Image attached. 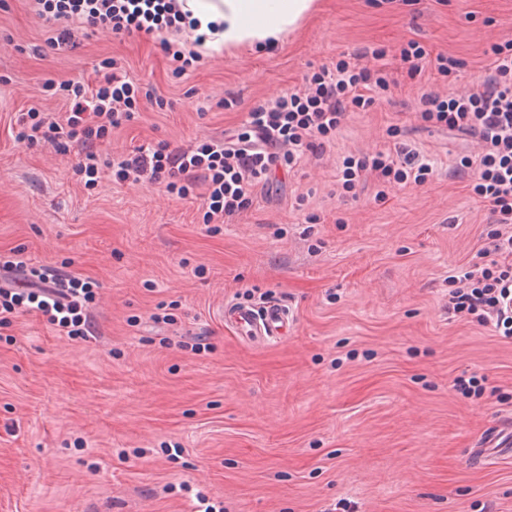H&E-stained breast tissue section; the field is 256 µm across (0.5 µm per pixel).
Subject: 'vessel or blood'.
<instances>
[{
	"label": "vessel or blood",
	"instance_id": "1",
	"mask_svg": "<svg viewBox=\"0 0 512 512\" xmlns=\"http://www.w3.org/2000/svg\"><path fill=\"white\" fill-rule=\"evenodd\" d=\"M224 320L233 325L240 335L263 341L286 338L293 325V317L288 308L275 302L260 307L227 305L224 308Z\"/></svg>",
	"mask_w": 512,
	"mask_h": 512
}]
</instances>
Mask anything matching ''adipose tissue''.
Masks as SVG:
<instances>
[{
    "mask_svg": "<svg viewBox=\"0 0 512 512\" xmlns=\"http://www.w3.org/2000/svg\"><path fill=\"white\" fill-rule=\"evenodd\" d=\"M313 7L314 0H186L184 5L205 48L217 54L275 47Z\"/></svg>",
    "mask_w": 512,
    "mask_h": 512,
    "instance_id": "adipose-tissue-1",
    "label": "adipose tissue"
}]
</instances>
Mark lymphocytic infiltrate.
Segmentation results:
<instances>
[{"mask_svg":"<svg viewBox=\"0 0 512 512\" xmlns=\"http://www.w3.org/2000/svg\"><path fill=\"white\" fill-rule=\"evenodd\" d=\"M39 17L54 20L55 45L74 42L85 28L115 36L151 34L178 29L183 15L177 0H35ZM384 50L371 52V63L344 59L306 77L303 90L285 93L253 107L235 133L186 148L160 142L140 145L129 153L101 160L100 146L113 129L133 122L140 112L141 84L125 75L105 76L91 87L65 81L64 118L23 113L19 136L28 143H48L60 153L78 150L84 157L80 173L88 185L99 179L100 167L117 181L161 185L185 199L204 185V221L220 224L245 210L257 186L269 184L279 164L294 166L305 152L323 151L335 137L349 109L368 110L389 91L391 80L382 60ZM486 74L476 92L443 98L434 90L422 93L420 119L478 138L482 150L465 160L473 175V192L488 210L491 248L478 262L448 277V311L480 326L512 336V42L492 44ZM434 174L423 156L407 145L371 157L350 159L342 188L352 192L363 178L374 175L390 187L424 185ZM90 286L80 278L45 270L37 280L0 289V325L10 324L20 306H27L60 334L86 338L94 328L83 307Z\"/></svg>","mask_w":512,"mask_h":512,"instance_id":"f902f5d3","label":"lymphocytic infiltrate"}]
</instances>
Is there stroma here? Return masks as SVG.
Here are the masks:
<instances>
[{"mask_svg": "<svg viewBox=\"0 0 512 512\" xmlns=\"http://www.w3.org/2000/svg\"><path fill=\"white\" fill-rule=\"evenodd\" d=\"M54 28L34 0H0V256L90 281L96 333L72 340L24 311L0 327V512H196L201 494L224 512H512V456L470 457L512 417V339L447 309L449 275L491 245L457 174L479 145L415 111L430 87L478 88L490 45L512 40V0H317L273 52L182 73L156 36L54 48ZM411 42L460 59L458 76L410 78ZM376 47L388 99L221 224L107 169L85 186L77 153L18 137L31 107L61 112L46 83L98 81L106 59L172 103L142 99L112 154L233 132ZM402 143L433 162L426 184L342 196L345 158ZM273 301L295 317L280 343L247 345L224 322L225 304Z\"/></svg>", "mask_w": 512, "mask_h": 512, "instance_id": "obj_1", "label": "stroma"}]
</instances>
